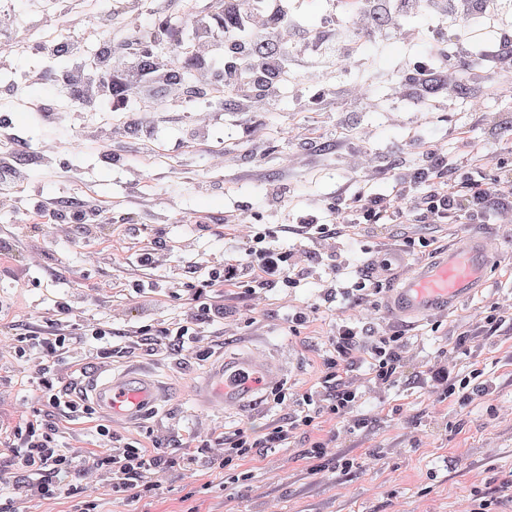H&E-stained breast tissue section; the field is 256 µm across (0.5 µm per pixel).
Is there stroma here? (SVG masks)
Masks as SVG:
<instances>
[{"instance_id":"1","label":"stroma","mask_w":512,"mask_h":512,"mask_svg":"<svg viewBox=\"0 0 512 512\" xmlns=\"http://www.w3.org/2000/svg\"><path fill=\"white\" fill-rule=\"evenodd\" d=\"M14 4L16 23L32 25L34 34L44 33L51 21L64 37L82 40L87 55L97 52V33L71 24L57 0ZM428 24L424 17L409 18L384 42L363 40L362 65L353 71L331 69L312 84H285L279 110L259 123L237 111L232 96L212 101L196 88L189 70L183 82L193 93L180 105L159 102L143 114L140 100L133 98L123 112L99 104L74 112L68 57L49 60L28 50L0 63V119L10 132L0 139V160L25 173L20 180L0 182V196L13 199L0 206V323L24 315L29 324L53 330L56 304L64 299L80 306L82 324L92 328L117 330L131 320L153 328L176 322L192 298L189 283L207 277L236 249L238 219L261 230L327 208L339 190L361 188L355 171L361 154L389 169L416 165L433 149L457 159L467 155L470 144L476 151L467 156L479 167L491 156L512 157V148L494 134L498 123L512 121V97L497 94L493 77H485L478 89L464 78L447 106L431 96L428 123L411 104L395 99L393 86L404 66L422 56L411 33ZM40 72L49 73L50 81L34 82ZM343 84L368 86L379 109L359 106L340 130L341 146L328 150L323 143L333 115L320 98ZM140 119L150 131L147 152L122 134ZM109 127L121 136L104 154L98 135ZM46 199L63 205L51 215L39 212ZM69 201L101 211L105 222L96 234L70 235ZM473 233L498 245L500 261L489 270L485 287L454 311L404 325L410 358L400 377L368 399L361 410L364 427L341 433L336 442V454L357 458L361 469L312 471L301 456L309 440L301 430L288 448L242 465L249 478L237 484L211 485L210 473L197 466L175 480L162 477L163 493L151 512H467L472 494L512 481V324L489 318L494 303L512 304V223L369 224L338 246L335 260L362 265L379 250L401 248L413 264L454 237ZM158 241L172 248L166 262L141 266L142 249ZM318 293L314 275L294 288L278 286L260 300L238 288L224 289L223 322L199 329L214 349L208 361L179 347L138 360L169 391L162 410L131 424L97 412L64 422L58 447H94L101 424L142 446L150 445L153 429L163 428L166 450L176 455L184 452L192 430L228 437L246 424L263 431L284 417L283 409H218L201 386L222 361L261 350L291 354L288 388L302 391L318 383L332 325L357 315L338 299L320 306L299 333H291L292 315L314 303ZM463 331L471 349L467 355L455 348ZM443 358L461 377L481 370L491 393L473 395L462 406L435 403L423 374ZM39 404L22 359L12 343L0 341V433L25 425ZM78 485L94 512L143 508L135 499L113 497L105 476L92 474Z\"/></svg>"}]
</instances>
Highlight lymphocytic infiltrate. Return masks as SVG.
<instances>
[{"label":"lymphocytic infiltrate","mask_w":512,"mask_h":512,"mask_svg":"<svg viewBox=\"0 0 512 512\" xmlns=\"http://www.w3.org/2000/svg\"><path fill=\"white\" fill-rule=\"evenodd\" d=\"M498 3L499 0H362L367 29L376 39L396 31L410 17L425 15L434 21L420 34L428 65L398 82L394 93L422 103L436 86L442 98L452 99L459 76L455 62L448 59V27L472 17L476 28H498ZM123 24L126 36L122 44L103 46L93 58L85 56L84 47L77 40L62 44L48 39L38 44L37 51L48 58L67 52L73 62L70 83L86 99L107 96L113 104L121 105L134 95L145 103L161 100L175 104L185 99L187 91L173 78V69H190L197 81L208 82L230 44L235 49V59L224 67V87L236 96L239 111L252 114L276 111L288 76L320 73L325 57L343 61L353 54V43L346 32L331 25L315 32L305 25L298 16L296 0H263L257 7L252 6L251 0H224L220 12L188 13L178 24L161 23L157 37L177 45L181 54L151 66L143 64L137 48L138 40L149 34L139 10L126 9ZM417 185L425 186V194L414 193ZM508 210L512 211V169H505L498 161L489 172L475 176L461 171L447 154L435 150L426 167L411 173L400 171L391 194L365 190L336 205L335 223L319 224L309 219L297 227L275 226L243 239L234 256L225 260L221 278L192 284L186 320L169 324L152 335L131 323L119 336L128 348L144 343L153 354L176 342L185 344L194 347L196 355L204 360L210 351L198 346L191 329L223 317L224 307L214 296L216 288L228 285L252 295L308 277L309 268L300 266L296 259L297 249L285 252L274 247L280 233L327 241L339 237L343 228L355 229L362 224H402L412 219L423 224L450 220L466 224L473 217L494 216ZM321 288L324 300L339 297L365 312L375 311L383 291L381 282L350 265L330 268ZM58 311L61 319L54 332L32 329L23 341L26 351L37 361L31 374L33 384L41 390L44 403L67 418L87 413L88 408L79 396L59 392L62 381L54 367L68 353L80 316L68 303L59 304ZM329 345L322 360L320 388L302 392L288 417L271 424L262 434H255L245 425L239 427L225 439L219 453L204 461V468L223 474L233 461L248 462L260 449L287 448L298 431L307 429L315 430L316 435L310 438L302 456L320 461L329 457L336 441L335 432L319 434L324 418H333L350 431L360 427L359 411L367 401L368 388H387L401 372L405 336L398 330L368 333L344 319L332 329ZM100 435V447L70 453L54 447L51 436L41 433L38 426L15 429L0 443V449L27 471L28 479L16 482L11 470L1 468L0 487L17 485L27 498L53 499L62 490L61 479L81 472L90 463L105 468L113 493L152 502L162 493L154 474L174 476L195 461L191 454L175 457L158 446L139 448L121 442L105 426Z\"/></svg>","instance_id":"obj_1"}]
</instances>
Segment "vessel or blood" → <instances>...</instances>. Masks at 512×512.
I'll list each match as a JSON object with an SVG mask.
<instances>
[{
	"mask_svg": "<svg viewBox=\"0 0 512 512\" xmlns=\"http://www.w3.org/2000/svg\"><path fill=\"white\" fill-rule=\"evenodd\" d=\"M499 259L489 238L468 235L453 239L431 259L405 266L394 252L380 254L373 262L376 273L393 275L387 301L388 315L397 321L454 310L465 298L478 292L484 276ZM284 364L269 357H250L223 365L207 384L215 407L235 402L260 387L273 388L284 381ZM96 405L115 418L133 421L155 404L162 389L147 373L128 372L90 377L86 382Z\"/></svg>",
	"mask_w": 512,
	"mask_h": 512,
	"instance_id": "b4317fda",
	"label": "vessel or blood"
}]
</instances>
